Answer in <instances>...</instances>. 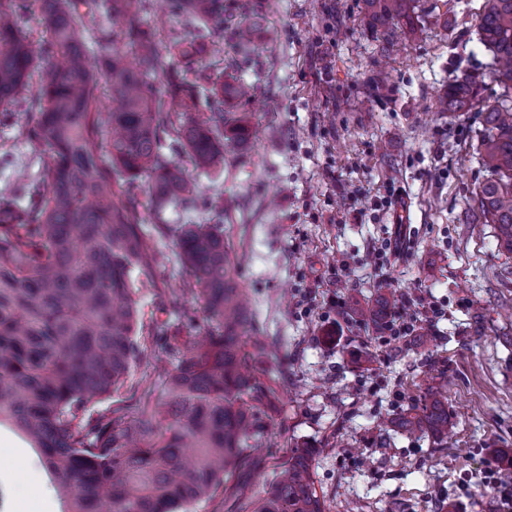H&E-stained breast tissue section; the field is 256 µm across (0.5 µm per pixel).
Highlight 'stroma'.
Instances as JSON below:
<instances>
[{
	"mask_svg": "<svg viewBox=\"0 0 512 512\" xmlns=\"http://www.w3.org/2000/svg\"><path fill=\"white\" fill-rule=\"evenodd\" d=\"M483 3L415 0L421 37L390 47L363 0H224L265 14L262 57L224 75L256 84L233 108L258 136L221 172L179 155L201 204L163 221L203 224L205 200L237 199L224 235L283 384L263 476L314 448L328 512H507L489 472L512 468V254L476 221L478 113L433 109L465 73L492 70ZM35 119L0 125V191L42 176L22 135ZM383 286L436 310L404 314L401 336L355 321L353 303ZM432 385L454 424L444 445L395 425ZM0 482L8 512H60L37 454L4 427Z\"/></svg>",
	"mask_w": 512,
	"mask_h": 512,
	"instance_id": "stroma-1",
	"label": "stroma"
}]
</instances>
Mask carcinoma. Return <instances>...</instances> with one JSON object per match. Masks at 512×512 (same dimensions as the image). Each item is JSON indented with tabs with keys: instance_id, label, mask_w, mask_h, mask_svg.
<instances>
[{
	"instance_id": "carcinoma-1",
	"label": "carcinoma",
	"mask_w": 512,
	"mask_h": 512,
	"mask_svg": "<svg viewBox=\"0 0 512 512\" xmlns=\"http://www.w3.org/2000/svg\"><path fill=\"white\" fill-rule=\"evenodd\" d=\"M144 0H39L35 36L0 2V121L22 105L37 112L23 130L43 169L0 193V425L24 435L42 460L61 512H181L224 495L225 512H326L312 468L314 450L293 449L280 476L258 496L279 384L256 368L258 335L224 225L142 223L141 211L191 207L194 183L168 153H187L205 171H222L243 152L249 112L224 103L250 99L256 86L210 80L198 63L224 46L210 40L218 18L237 32V51L254 60L256 21L224 11V0H175L198 31L192 41L136 20ZM414 0H364L372 19L409 37ZM499 91L484 97L475 71L448 85L438 109L480 115L477 155L488 177L476 193L486 224L512 254V0H485L477 17ZM104 49L116 106L101 120L93 47ZM166 78L158 91L149 77ZM210 111L193 116L197 101ZM193 281L173 288L155 279L171 258L156 244L163 230ZM147 276L159 308L175 320L144 325L132 274ZM202 301V324L181 321L185 299ZM374 324L379 305L354 304ZM155 360L156 378L131 382ZM403 418L411 433L438 437L452 423L438 392ZM107 401L102 412L88 409Z\"/></svg>"
}]
</instances>
